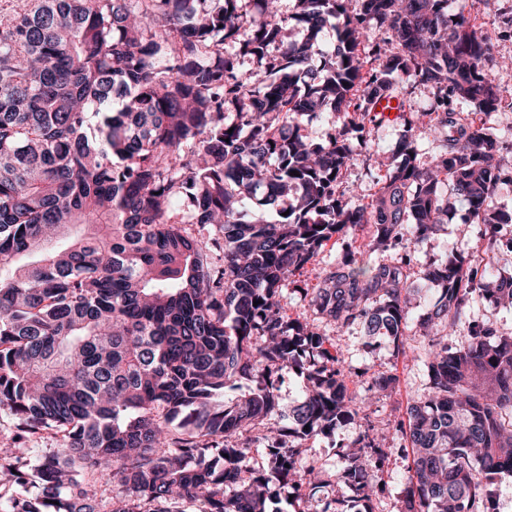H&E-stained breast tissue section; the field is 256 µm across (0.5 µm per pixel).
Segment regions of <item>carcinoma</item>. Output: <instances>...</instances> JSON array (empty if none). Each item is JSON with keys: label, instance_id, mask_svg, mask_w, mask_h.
Listing matches in <instances>:
<instances>
[{"label": "carcinoma", "instance_id": "obj_1", "mask_svg": "<svg viewBox=\"0 0 512 512\" xmlns=\"http://www.w3.org/2000/svg\"><path fill=\"white\" fill-rule=\"evenodd\" d=\"M274 2L38 0L0 28V410L18 429L0 448L6 512H277L273 487L301 503L324 487L298 465L303 442L351 424L330 488L340 512H374L407 447L397 512H499L512 335L470 305L512 308V272L454 253L417 265L456 200L476 252H512L497 200L512 147L489 126L512 100L486 68L505 34L468 0H293L287 15ZM407 83L433 100L402 111L386 174L358 203L342 172ZM326 112L341 127L316 140L307 126ZM422 131L438 141L426 165ZM349 228L366 243L304 297L398 355L424 338L428 387L390 438L332 338L281 305ZM419 279L438 297L416 333ZM295 368L305 387L284 415L278 384ZM397 381L380 371L366 392ZM41 433L58 447L32 459L20 444Z\"/></svg>", "mask_w": 512, "mask_h": 512}]
</instances>
